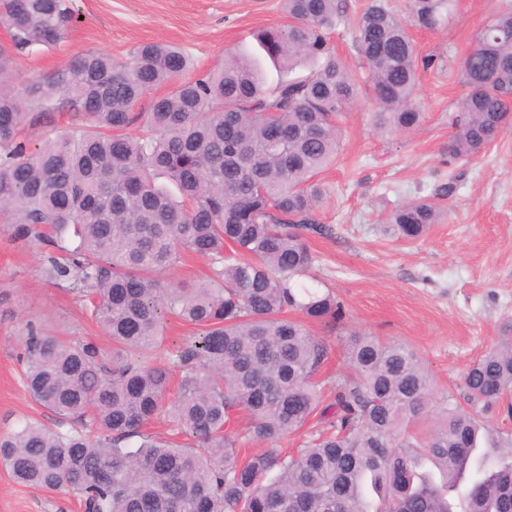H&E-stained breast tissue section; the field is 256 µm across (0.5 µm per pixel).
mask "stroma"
<instances>
[{
  "label": "stroma",
  "mask_w": 512,
  "mask_h": 512,
  "mask_svg": "<svg viewBox=\"0 0 512 512\" xmlns=\"http://www.w3.org/2000/svg\"><path fill=\"white\" fill-rule=\"evenodd\" d=\"M73 18L64 41L17 59L16 87L41 81L77 52L117 59L146 42L186 50L188 78L221 65L226 53H258L256 30L285 21L281 0H68ZM501 0H456L434 30L412 28L423 114L413 131L378 132L369 89H361L342 120V150L319 176L324 189L317 218L327 236L308 237L312 276L344 308L338 326L310 322L328 347L318 374L325 390L349 375V334L360 331L413 348L433 379L431 402L412 431L438 430L449 402H462L469 365L512 328V126L475 159L449 160L445 147L457 104L466 91L459 62ZM449 194L446 213L421 238L393 235L387 217L401 205ZM41 246L20 240L0 213V434L33 417L56 416L29 397L18 360L28 322L55 335L95 344L111 355L112 341L85 312L70 283L48 279ZM0 512H81L66 492L16 484L0 466Z\"/></svg>",
  "instance_id": "1"
}]
</instances>
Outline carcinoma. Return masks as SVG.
Returning a JSON list of instances; mask_svg holds the SVG:
<instances>
[{
	"label": "carcinoma",
	"instance_id": "obj_1",
	"mask_svg": "<svg viewBox=\"0 0 512 512\" xmlns=\"http://www.w3.org/2000/svg\"><path fill=\"white\" fill-rule=\"evenodd\" d=\"M287 21L256 38L278 68L270 83L246 53L193 80L190 57L164 43L126 60L87 51L44 80L13 89L16 57L65 38V0H0V210L18 238L49 248L47 276L70 281L86 312L112 338L105 359L92 343L66 341L36 323L22 336L24 387L70 422L28 421L0 436V464L22 485L67 490L87 512H512V439L484 416L512 395V340L464 375L468 407L448 409L425 438L406 427L428 407L431 380L401 342L349 340L352 376L322 404L314 377L328 348L307 319L336 318V297L297 278L313 256L318 176L340 151L339 120L359 82L330 33L348 21L346 0H283ZM453 0H412L411 17L441 25ZM380 130L421 122L418 57L406 22L387 0L353 21ZM466 87L446 151L480 154L512 124V4L481 29L463 58ZM172 86L145 114L153 88ZM72 122L29 147V126ZM145 119L149 133L131 134ZM442 207L419 199L390 219L416 239ZM183 252L220 265L215 278L166 284L159 274ZM173 314L201 335L177 350L178 394L169 399L163 323ZM165 410L185 437L158 439L145 425ZM244 410L240 432L233 413ZM318 418L323 430L295 453L277 448ZM265 446L246 459L239 440Z\"/></svg>",
	"mask_w": 512,
	"mask_h": 512
}]
</instances>
